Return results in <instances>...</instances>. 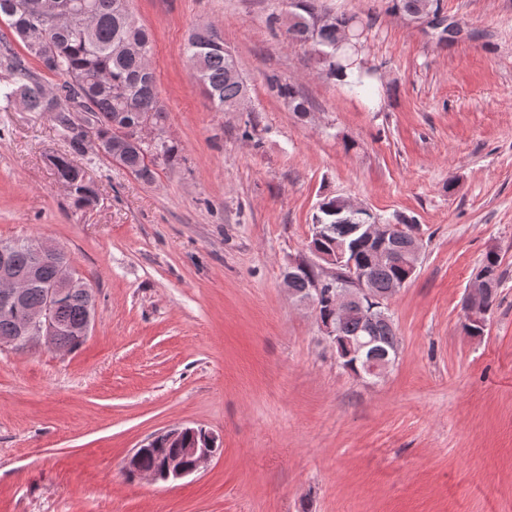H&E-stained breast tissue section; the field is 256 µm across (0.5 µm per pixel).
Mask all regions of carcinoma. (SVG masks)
Masks as SVG:
<instances>
[{
	"label": "carcinoma",
	"instance_id": "carcinoma-1",
	"mask_svg": "<svg viewBox=\"0 0 512 512\" xmlns=\"http://www.w3.org/2000/svg\"><path fill=\"white\" fill-rule=\"evenodd\" d=\"M117 0H0V21L10 36L0 38V67L10 79L0 85V99L5 107L22 105L29 112H53L58 134L69 143L70 153L55 155L51 163L57 178L67 185L75 207L88 208L97 201V194L87 180L84 168L76 157L93 150L78 130L73 113H82V120L97 127L104 148L117 147L122 153V167L134 172L141 181L155 180L157 163H169L176 147L159 136L152 144H130L136 135L140 119L162 129L167 114L156 88L151 58L153 42L149 32L127 11L119 9ZM433 0H394L393 8L409 17L427 9ZM294 11L288 19V42L309 45L327 64L331 75L351 68L352 48L339 42V32L349 30L352 41H358L365 28L353 16L334 15L318 9L317 0H293ZM55 15L59 21L49 27V44L41 49L32 44L28 30L37 15ZM19 42L25 54L38 61L48 72L62 78L51 95L33 78L11 47ZM185 53L196 65L195 79L203 86L213 108L218 112L237 103L247 92L243 79L232 78L228 71L237 68L224 37L209 28L189 34ZM279 96L288 99L293 111L307 112L306 100L291 83L271 82ZM369 215L353 211L342 196H329L322 200L312 216V223L323 225L322 238H310L309 244L328 249L336 241H345L351 247L349 259L353 267L369 277L374 298L387 299L389 289L406 276L405 271L392 264L373 260L371 246L358 240L353 226L364 224ZM499 257L487 252L481 262L478 276L501 282ZM58 274L57 264L46 263L38 272L36 282L25 289L26 306L37 305L43 289L52 285ZM348 274L336 273V282L324 288L320 298V316L333 315L332 299L337 287ZM321 278L317 268L304 270L288 279V289L301 298ZM92 294L88 290L68 293L61 302L60 315L73 325L83 324L90 311ZM369 338L377 356L398 355L399 339L393 319L371 328L364 312L348 308L336 318V336L331 340L341 366L353 375L363 370L366 355L355 354L351 344Z\"/></svg>",
	"mask_w": 512,
	"mask_h": 512
}]
</instances>
